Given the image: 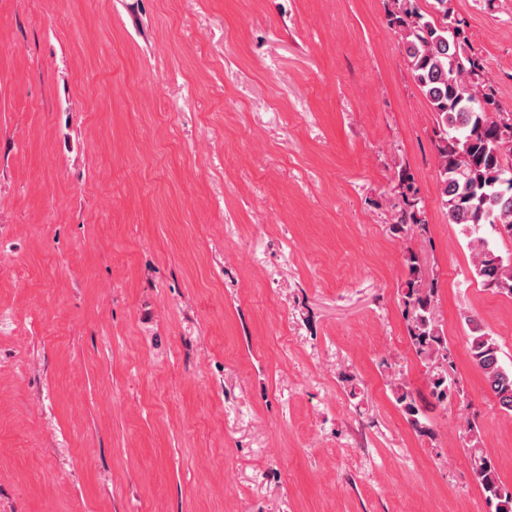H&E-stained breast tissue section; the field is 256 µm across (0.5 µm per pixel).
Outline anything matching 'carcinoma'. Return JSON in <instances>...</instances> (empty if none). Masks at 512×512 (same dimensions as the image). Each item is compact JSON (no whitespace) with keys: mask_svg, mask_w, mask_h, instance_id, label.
I'll list each match as a JSON object with an SVG mask.
<instances>
[{"mask_svg":"<svg viewBox=\"0 0 512 512\" xmlns=\"http://www.w3.org/2000/svg\"><path fill=\"white\" fill-rule=\"evenodd\" d=\"M450 0H433V12L417 0H391V24L419 90L435 116L436 178L448 223L462 226L474 252L475 274L483 285L512 295V258L498 254L482 235L488 225L512 239V117L504 122L492 91L482 81L483 65L468 47L460 21H451ZM398 189L407 202L393 230L426 237L429 232L413 177L399 173ZM408 269L401 302L414 352L427 368L432 402L421 403L403 383L391 388L396 405L418 433L430 434L427 410L444 406L457 391L448 378V342L437 319V288L425 280L413 251L404 254ZM468 354L482 372L499 409L512 415V368L505 367L496 341L480 324L469 320ZM474 473L494 512H512V488L495 464L474 445L469 448Z\"/></svg>","mask_w":512,"mask_h":512,"instance_id":"obj_1","label":"carcinoma"}]
</instances>
